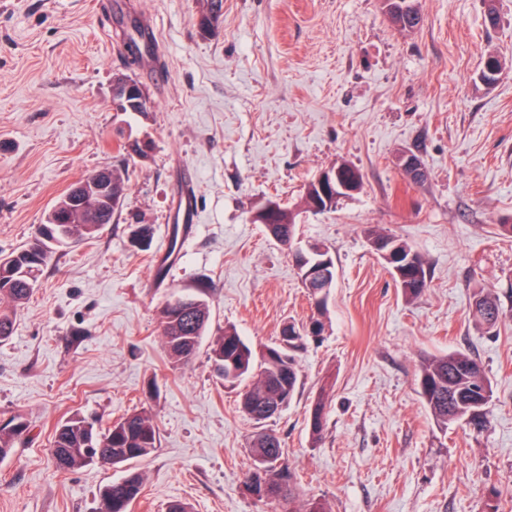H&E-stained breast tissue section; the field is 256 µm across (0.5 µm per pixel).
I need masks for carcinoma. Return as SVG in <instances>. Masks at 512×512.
<instances>
[{"instance_id": "carcinoma-1", "label": "carcinoma", "mask_w": 512, "mask_h": 512, "mask_svg": "<svg viewBox=\"0 0 512 512\" xmlns=\"http://www.w3.org/2000/svg\"><path fill=\"white\" fill-rule=\"evenodd\" d=\"M389 9L385 14L400 31L410 33L420 23L416 0H410L407 12H400L395 0H384ZM223 10V0H203L198 26L204 33H212ZM101 174H88L61 195L51 208L46 223L37 226L34 241L26 247L0 258V342L13 334L15 318L31 297L52 253V246L70 240L91 239L103 225L112 223L120 213L127 193L125 171L112 169V188L102 201L98 197V179ZM302 204L307 212L315 214L336 210V204H326L314 183L305 187ZM270 236L281 244L293 242L296 233V214L278 206L272 223L266 225ZM392 240L403 259L411 260L409 271L395 282L405 300L419 299L428 289V271L424 257L406 242L383 233L377 228L366 231L368 244L378 240ZM502 316L492 293L483 289L474 294L472 317L487 329L494 328ZM161 335L171 366L180 368L195 357L210 326L208 302L195 295L182 297V304L168 302L161 311ZM295 336L288 346L278 344L265 347L268 355L254 366V353L231 327L217 336L209 345V360L224 382L236 384L255 374L241 396L243 413L257 424L277 415L275 409L288 407L296 395L299 379V354L306 348L308 333L290 325ZM418 385L420 395L435 423L442 429L448 425L466 422L475 411H483L484 421L479 431L490 425L488 404L492 385L484 366L464 352L426 360L420 366ZM323 402L316 401L310 424L313 442L322 440ZM28 430L19 417L0 422V459L8 456L18 440ZM159 431L153 416L145 411H134L111 423L104 429H95L94 423L75 413L57 424L52 441L51 457L56 470L70 472L91 463L119 465L149 456L158 446ZM249 451L252 467L244 476L246 486L258 499L290 500L294 475L284 459L281 439L271 430L256 432ZM143 477L132 472L114 480L99 490V512H129L130 506L141 494Z\"/></svg>"}]
</instances>
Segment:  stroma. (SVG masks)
<instances>
[{
    "mask_svg": "<svg viewBox=\"0 0 512 512\" xmlns=\"http://www.w3.org/2000/svg\"><path fill=\"white\" fill-rule=\"evenodd\" d=\"M400 33L381 0H224L200 34V0H0V253L28 244L54 202L93 171L122 167V211L99 235L55 247L0 343V417L29 432L0 460V512H98L122 469L56 471L51 442L73 413L105 425L135 409L159 442L133 462L131 512H286L244 483L255 424L242 385L213 370L207 347L174 369L160 312L204 292L210 334L234 326L255 351L312 316L290 249L251 219L274 197L299 205L339 161L363 189L336 211L300 213L295 246L329 247L336 283L322 336L300 356L293 403L267 421L282 439L298 501L332 512H512V0H417ZM153 25L154 56L129 63L125 37ZM493 87L478 79L488 55ZM168 74L165 84L155 70ZM141 84L148 113L112 108L117 75ZM148 141L124 160L121 144ZM415 154L428 173L399 166ZM198 219L175 229L185 186ZM152 231L147 250L130 241ZM375 226L419 251L429 288L406 302L368 246ZM498 295L493 332L472 319L474 292ZM462 351L493 386L491 426L438 428L417 385L423 359ZM325 395L324 439L310 412Z\"/></svg>",
    "mask_w": 512,
    "mask_h": 512,
    "instance_id": "35a3bbf8",
    "label": "stroma"
}]
</instances>
